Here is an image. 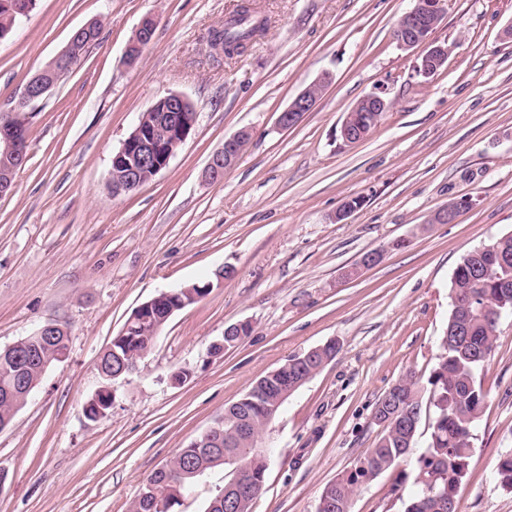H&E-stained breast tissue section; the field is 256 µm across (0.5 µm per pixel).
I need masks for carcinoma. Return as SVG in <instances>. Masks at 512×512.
I'll return each mask as SVG.
<instances>
[{
	"instance_id": "carcinoma-1",
	"label": "carcinoma",
	"mask_w": 512,
	"mask_h": 512,
	"mask_svg": "<svg viewBox=\"0 0 512 512\" xmlns=\"http://www.w3.org/2000/svg\"><path fill=\"white\" fill-rule=\"evenodd\" d=\"M0 0V32L14 30L18 14ZM266 19L243 5L224 27L208 31L207 44L213 49L224 45L228 57L243 53L248 45L265 34ZM160 113L147 110L140 119L158 139L173 145L168 128L158 125ZM29 112L21 107L0 113L18 132V146L27 151ZM0 146V186L14 185L19 167L9 165ZM512 258V233L504 234L469 251L455 268L450 280L451 309L441 339V353L428 386L408 373L390 386L379 398L373 413L380 427L372 448L336 481L327 485L318 512H350L355 491L379 474L400 463L414 460V488L404 512H459L458 492L470 471L475 430L487 399L479 380L500 337V321L512 316V266L504 268L493 257ZM209 293L206 283L185 287L175 298H162L150 310L132 311L128 330L112 339L99 361L106 374L120 372L123 365L139 362L151 349L154 339L172 316V310L192 305L194 297ZM67 330L59 331L56 341L41 347L48 365L58 363L57 354L68 348ZM338 347L325 344L317 350L288 357L271 377L258 380L260 393H247L224 409V450L186 446L165 465L147 476L128 512H179L182 494L213 469L227 470L224 484L246 488L237 512H250V506L263 490L272 453H258L250 438H263L271 414L279 412L285 401L321 371L325 358H335ZM17 364L6 349L0 348V425L10 423L26 403V391L15 388ZM433 405V418L426 446L417 448L418 426L425 414L424 400ZM111 409V395L90 398L84 408L91 419L105 417ZM495 475L502 486L512 489V452L499 455Z\"/></svg>"
}]
</instances>
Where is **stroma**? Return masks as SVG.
I'll list each match as a JSON object with an SVG mask.
<instances>
[{
    "label": "stroma",
    "mask_w": 512,
    "mask_h": 512,
    "mask_svg": "<svg viewBox=\"0 0 512 512\" xmlns=\"http://www.w3.org/2000/svg\"><path fill=\"white\" fill-rule=\"evenodd\" d=\"M267 20L243 54L215 58L205 37L243 2ZM415 0H36L0 41V112L93 19L100 36L29 110L27 161L0 197V348L42 323L65 324L68 356L0 431V512H128L163 466L289 356L338 341L336 357L270 423L276 453L251 512H317L323 489L371 448L378 398L407 372L427 380L463 255L512 233V0H447L436 33L444 69L413 73L399 16ZM152 41L125 46L141 18ZM332 82L295 126L283 109L321 74ZM385 88L393 106L364 140L339 136L345 112ZM179 93L196 122L168 166L113 196V154L156 100ZM252 138L221 181L211 156L241 128ZM453 224L431 218L449 200ZM345 220L336 213L351 199ZM382 261L359 269L367 252ZM234 274L168 320L106 417L83 405L97 361L131 312L166 288ZM248 337L209 352L228 325ZM481 381L459 512H512L494 475L512 450V317ZM187 381L171 385L177 370ZM412 465L403 471L412 472ZM400 471V472H403ZM389 470L359 487L350 512H403Z\"/></svg>",
    "instance_id": "stroma-1"
}]
</instances>
